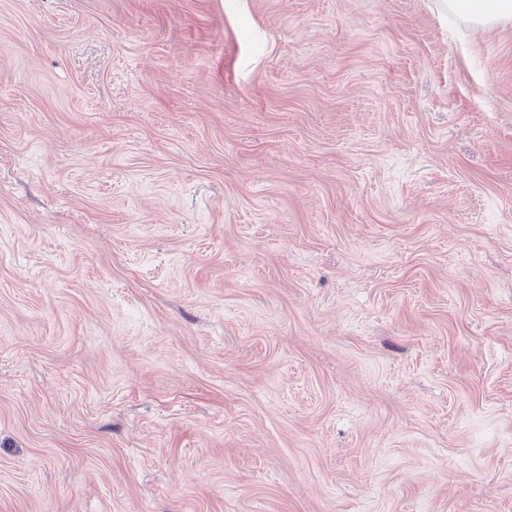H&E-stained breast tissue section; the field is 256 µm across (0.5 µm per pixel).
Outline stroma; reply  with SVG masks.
I'll use <instances>...</instances> for the list:
<instances>
[{
  "label": "stroma",
  "mask_w": 512,
  "mask_h": 512,
  "mask_svg": "<svg viewBox=\"0 0 512 512\" xmlns=\"http://www.w3.org/2000/svg\"><path fill=\"white\" fill-rule=\"evenodd\" d=\"M0 512H512V20L0 0Z\"/></svg>",
  "instance_id": "35a3bbf8"
}]
</instances>
